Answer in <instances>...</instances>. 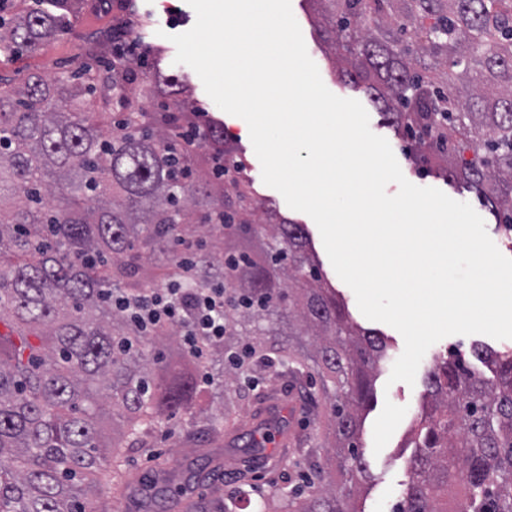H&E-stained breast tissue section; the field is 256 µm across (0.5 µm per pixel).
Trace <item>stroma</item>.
Returning <instances> with one entry per match:
<instances>
[{"mask_svg": "<svg viewBox=\"0 0 512 512\" xmlns=\"http://www.w3.org/2000/svg\"><path fill=\"white\" fill-rule=\"evenodd\" d=\"M291 7L308 54L316 63L325 86L339 97L367 103L368 97L363 89L338 82L333 62L326 56L325 38L313 24L307 0H291ZM53 13L58 31L43 48L19 56L0 53L1 80L17 83L33 73L51 81L64 73L80 70L86 62V44L106 41L112 33L115 18L131 20L143 33L141 43L134 46L135 58L143 60L147 71L160 70L176 77L195 99L200 123L212 122L223 126L237 158L248 165L255 189L265 205L294 223L306 225L313 253L324 277L342 299L351 321L386 338L388 357L374 379V398L361 413L359 445L364 450L369 469L366 477L358 481L354 506L357 512H392L393 504L403 497L411 480L410 461L415 452V433L428 401L427 375L434 359L451 351L469 352L477 343L496 350H512V339L497 340L483 334L443 338L427 350L414 384L390 382L393 364L404 349L402 335L385 323L367 319L360 312L353 291L334 271L314 221L307 214L290 209L278 191L263 183L261 164L250 135L240 126L238 117L222 111L213 103L192 68L175 63L176 48L171 38L190 30L196 21V14L186 0H73L69 5L61 2L54 7ZM368 115L371 130L388 140L408 181L421 187L440 189L457 201L472 202L473 193L454 182L422 171L411 158L407 139L398 137L376 109H369ZM274 387L279 394V414L287 420L292 433L299 436L323 433L326 421L316 417L312 410L313 404L321 400L317 387L309 384L291 389L281 381L275 382ZM388 400L406 407L407 412L389 442L377 453L373 450V425ZM252 411L251 402L243 401L236 413L210 426L208 432L200 434L196 445L191 447L185 445L182 438L189 426L188 417L181 416L161 426L151 439V452L137 448L124 451L126 470L143 476V484L117 497L104 494L93 503L92 512H161L160 504L154 498L153 484L148 480L149 474L160 464L174 475L175 485L185 487L187 497H197L205 492L206 485L199 482L196 475L205 468L211 452L217 448L224 451L223 489L227 492L234 490L238 470L245 468L253 458L249 448ZM265 454V462L257 464V479L250 493L252 512H263L266 481L278 474L281 460L290 463L289 487L293 490L301 484V473L309 468L308 463L300 461V452L292 445L269 448Z\"/></svg>", "mask_w": 512, "mask_h": 512, "instance_id": "35a3bbf8", "label": "stroma"}]
</instances>
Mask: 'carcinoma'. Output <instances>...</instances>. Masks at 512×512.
<instances>
[{
  "instance_id": "carcinoma-1",
  "label": "carcinoma",
  "mask_w": 512,
  "mask_h": 512,
  "mask_svg": "<svg viewBox=\"0 0 512 512\" xmlns=\"http://www.w3.org/2000/svg\"><path fill=\"white\" fill-rule=\"evenodd\" d=\"M338 78L362 87L429 173L474 192L512 227V0H312ZM35 7L0 22V52L42 46ZM93 67L47 81L0 82V512H86L102 487L128 488L123 449H145L163 421L200 414L204 391L177 325L145 335L122 307L149 288L185 295L224 285L219 396L229 416L275 364L314 381L330 405L337 473L304 475L309 493L267 485L281 512H358L367 464L358 409L388 355L356 331L309 254L303 225L274 221L224 140L200 127L184 87L157 72ZM98 95L103 111L88 112ZM172 101L162 118L141 103ZM469 150L473 157L463 159ZM255 238L261 253L240 247ZM483 378L451 351L428 373L431 403L396 512H512V353L475 345ZM105 420L119 421L109 440ZM251 483L191 502L237 512Z\"/></svg>"
}]
</instances>
